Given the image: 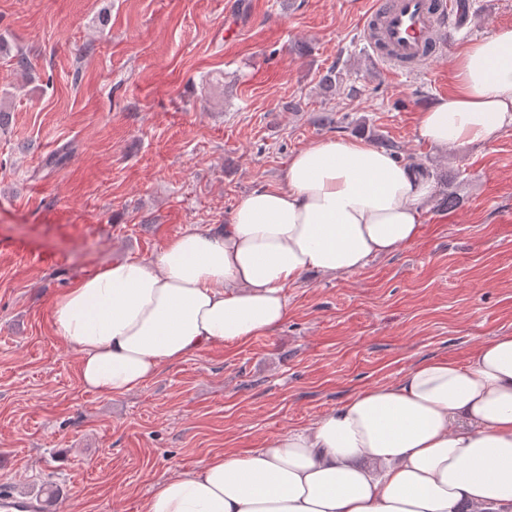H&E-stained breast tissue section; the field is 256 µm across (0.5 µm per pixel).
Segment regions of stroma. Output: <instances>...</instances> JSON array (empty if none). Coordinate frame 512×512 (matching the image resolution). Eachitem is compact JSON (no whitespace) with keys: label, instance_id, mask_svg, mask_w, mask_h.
Returning <instances> with one entry per match:
<instances>
[{"label":"stroma","instance_id":"35a3bbf8","mask_svg":"<svg viewBox=\"0 0 512 512\" xmlns=\"http://www.w3.org/2000/svg\"><path fill=\"white\" fill-rule=\"evenodd\" d=\"M374 2L0 0V35L31 66L0 57L13 113L0 132V486L58 489L54 512H144L157 481L512 334V129L464 148L423 141L417 116L451 90L452 57L414 70L373 58ZM468 2L453 46L512 24V0ZM331 66L343 82L328 91ZM327 138L391 145L456 207H424L419 242L360 272L302 278L272 334L121 396L85 390L53 332L54 296L223 224ZM61 150L66 164L48 166Z\"/></svg>","mask_w":512,"mask_h":512}]
</instances>
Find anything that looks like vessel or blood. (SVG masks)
Wrapping results in <instances>:
<instances>
[{"label": "vessel or blood", "instance_id": "vessel-or-blood-1", "mask_svg": "<svg viewBox=\"0 0 512 512\" xmlns=\"http://www.w3.org/2000/svg\"><path fill=\"white\" fill-rule=\"evenodd\" d=\"M459 13L457 0H375L371 21L381 28L382 49L378 58H390L401 67L424 61V50L439 15Z\"/></svg>", "mask_w": 512, "mask_h": 512}]
</instances>
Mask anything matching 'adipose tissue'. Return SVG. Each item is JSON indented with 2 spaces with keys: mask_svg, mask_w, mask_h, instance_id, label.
Returning a JSON list of instances; mask_svg holds the SVG:
<instances>
[{
  "mask_svg": "<svg viewBox=\"0 0 512 512\" xmlns=\"http://www.w3.org/2000/svg\"><path fill=\"white\" fill-rule=\"evenodd\" d=\"M453 89L419 112L430 145L465 147L512 127V26L465 41ZM429 177L363 140L291 155L281 186L252 191L222 228H194L155 260L110 262L57 294L55 336L103 397L142 387L214 345L277 329L288 288L356 273L417 242ZM512 512V335L466 364L431 359L355 394L314 426L227 450L157 483L146 512Z\"/></svg>",
  "mask_w": 512,
  "mask_h": 512,
  "instance_id": "adipose-tissue-1",
  "label": "adipose tissue"
}]
</instances>
